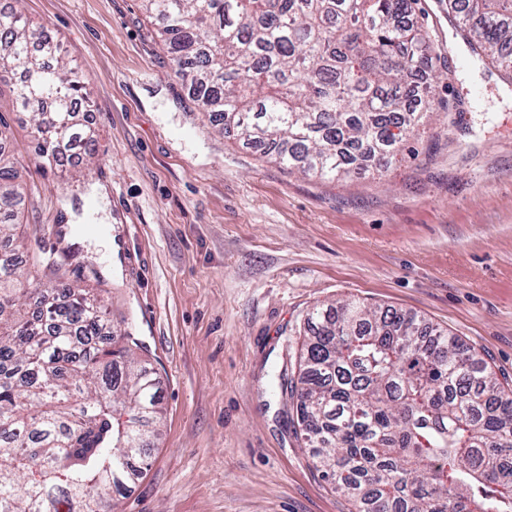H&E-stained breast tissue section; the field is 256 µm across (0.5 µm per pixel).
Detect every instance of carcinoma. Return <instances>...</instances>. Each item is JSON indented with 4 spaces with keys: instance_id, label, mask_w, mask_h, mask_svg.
I'll return each mask as SVG.
<instances>
[{
    "instance_id": "carcinoma-1",
    "label": "carcinoma",
    "mask_w": 512,
    "mask_h": 512,
    "mask_svg": "<svg viewBox=\"0 0 512 512\" xmlns=\"http://www.w3.org/2000/svg\"><path fill=\"white\" fill-rule=\"evenodd\" d=\"M175 72L222 130L288 171L320 179L383 173L436 97L417 0H141ZM471 56L512 73V0H448ZM0 79L30 113L48 165L61 140L93 151L72 124L77 73L0 8ZM0 114V512H105L148 467L163 396L127 350L100 335L96 297L60 282L31 296L14 227L23 175ZM302 436L355 512H512V389L487 362L415 315L355 300L316 307L301 343Z\"/></svg>"
}]
</instances>
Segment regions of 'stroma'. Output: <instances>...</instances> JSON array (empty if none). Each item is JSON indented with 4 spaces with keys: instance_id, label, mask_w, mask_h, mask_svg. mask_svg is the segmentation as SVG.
<instances>
[{
    "instance_id": "35a3bbf8",
    "label": "stroma",
    "mask_w": 512,
    "mask_h": 512,
    "mask_svg": "<svg viewBox=\"0 0 512 512\" xmlns=\"http://www.w3.org/2000/svg\"><path fill=\"white\" fill-rule=\"evenodd\" d=\"M86 93L95 154L43 167L21 112L7 134L26 196L15 236L31 287L58 275L98 289L104 336L164 396L150 467L118 512H353L318 471L296 409L274 387L294 373L313 307L338 299L414 313L512 381V78L474 61L443 0H418L441 99L383 175L288 173L220 133L175 74L139 0H21ZM98 223L121 258L103 272L100 238L71 245L54 226Z\"/></svg>"
}]
</instances>
